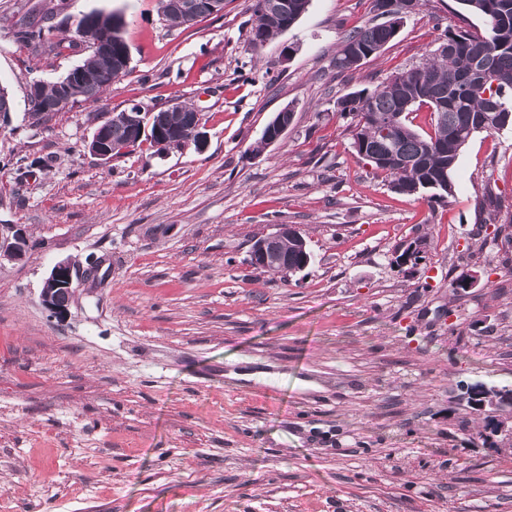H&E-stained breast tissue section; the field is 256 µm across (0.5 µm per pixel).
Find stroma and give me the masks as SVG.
<instances>
[{
    "mask_svg": "<svg viewBox=\"0 0 512 512\" xmlns=\"http://www.w3.org/2000/svg\"><path fill=\"white\" fill-rule=\"evenodd\" d=\"M0 0V512H512V455L483 440L467 385L512 387V128L476 134L454 193H395L353 154L336 110L418 65L443 27L483 30L458 0H424L354 71L334 58L372 0H311L252 47L254 0L167 30L159 0ZM123 11L130 73L100 102L34 122L27 97L81 54L38 56L14 32L71 39ZM184 102L206 146L105 163L101 114ZM279 141L253 145L284 107ZM299 228L312 253L285 277L255 268V237ZM417 266L396 250L418 236ZM70 262L64 318L43 306ZM480 287L457 290L464 270ZM286 391L267 395L276 380ZM11 235H5L0 227V261L4 258L9 261H22L26 258L29 241L21 229L10 227ZM73 267L68 262L56 263L41 291L44 307L55 317H63L73 296Z\"/></svg>",
    "mask_w": 512,
    "mask_h": 512,
    "instance_id": "stroma-1",
    "label": "stroma"
}]
</instances>
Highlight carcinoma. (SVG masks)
<instances>
[{
	"label": "carcinoma",
	"instance_id": "1",
	"mask_svg": "<svg viewBox=\"0 0 512 512\" xmlns=\"http://www.w3.org/2000/svg\"><path fill=\"white\" fill-rule=\"evenodd\" d=\"M466 8L486 23L483 33L448 27L440 36V45L426 51L424 61L398 75L390 83H382L372 90L350 92L336 102L337 111L350 119L352 147L356 156L391 177V186L404 187L402 194L451 196L454 192L452 172L457 166L460 152L476 133L491 132L495 121L508 119L512 127V0H462ZM179 7L173 15L164 18L170 29L187 28L202 14L200 0H177ZM310 0H263L253 5L251 41L259 46L293 27L307 11ZM99 29L112 38V46H127L124 26L109 27L110 15L98 13ZM390 34L382 24H366L353 29L343 41L334 59L339 71H346L343 55L352 44L363 49V57L378 55L389 43ZM15 39L37 55L59 56L65 50H75L80 44L74 39L53 40L42 27L25 25L15 32ZM447 48L440 49L441 45ZM489 64V74L482 82L464 88L459 79L473 67L477 59ZM80 67L88 75L82 101L97 102L102 94L129 73V68L95 51L87 52ZM431 82L433 95L443 98L447 107L432 111V130L421 133L412 127L410 114L427 106L420 100L407 105L408 99L421 95L420 81ZM489 114L491 122L482 125L477 117ZM196 109L186 103L158 110L163 125L169 129H182L194 119ZM129 126L123 112L112 119V141L120 147L137 148L141 143L128 141ZM416 159L411 168L399 169L381 159L390 146ZM279 250L290 267H301L311 261L310 251H301L299 240L286 237Z\"/></svg>",
	"mask_w": 512,
	"mask_h": 512
}]
</instances>
